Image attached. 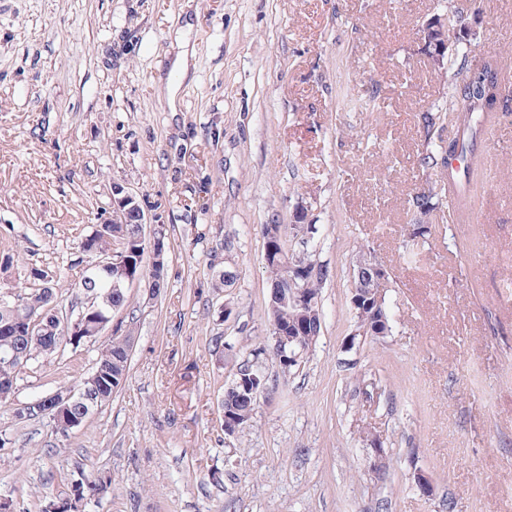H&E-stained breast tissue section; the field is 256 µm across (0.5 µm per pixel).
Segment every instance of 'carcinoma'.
Instances as JSON below:
<instances>
[{"label": "carcinoma", "instance_id": "cac0c4a2", "mask_svg": "<svg viewBox=\"0 0 512 512\" xmlns=\"http://www.w3.org/2000/svg\"><path fill=\"white\" fill-rule=\"evenodd\" d=\"M433 21L441 24L445 35L456 34L464 25L463 13L456 10H448L444 14H437ZM457 67L456 75L462 76V85L448 84L449 111L458 113L459 126L456 135L452 138L454 147L458 149L456 157L463 163L460 168H452L448 162L449 156L442 145L435 140L433 129L443 125L445 115L441 112H423L418 118V125L425 135L426 148L417 155L418 165L424 169H439L448 173V181L456 183L463 181L465 186L471 184V173L477 159L470 149V142L477 135V122L473 121V115L481 113L488 115L494 111L502 94L499 60L490 57L475 68L468 65V50L457 45H452L442 57L441 65L436 68L440 73L446 65ZM409 203L418 214H430L436 208L435 196H418L411 194ZM141 225L135 220L126 224H111L108 229L96 231L97 246L100 250L111 249L112 244L122 242L126 247L137 250L140 246ZM274 252L265 259L267 272L269 273L270 294L268 301V317L285 327L295 330V336L300 339V344L310 348L320 335L322 328L321 288L329 276L328 267L311 259L307 253L302 255L305 262L318 270L308 271L306 276L298 280L300 287L309 296L310 305L303 309H296L283 302L281 293L285 288L288 277V268L284 259H294L297 254L286 247L285 242L272 243ZM132 274L140 277V281L149 288L151 293H157L156 286L165 277V263H160L159 268L152 270L144 265L133 267ZM112 272H101L96 278L82 281L79 290L94 297V304L106 315L112 314L113 309H122L127 301V289H112ZM63 286L50 281H33V286L19 294L21 305L18 311L13 312L0 307V326L15 322L18 318H31L36 320L42 313L50 312L59 306L62 297ZM84 321L72 316L64 325H58L59 334L44 336L39 325L24 326L17 331L15 336L0 335V354L12 348L20 353L16 361H8L0 357V403L10 401L18 380L19 374L28 367L29 363L39 357L50 358L58 354L69 345H79L81 342L93 339L84 329ZM134 343V336L111 337L102 345L98 353L94 370L99 372L97 379L90 382H81L79 388L93 386L105 394L101 404H106L112 399L114 392L122 386L129 369V358ZM255 382L249 374L234 375V378L224 388L221 407L224 412L237 418L242 425L251 422L256 409L253 398ZM94 408L86 411L77 406L72 411V417L67 419H50L49 425L58 433H67L74 429L72 418L80 417L87 421Z\"/></svg>", "mask_w": 512, "mask_h": 512}]
</instances>
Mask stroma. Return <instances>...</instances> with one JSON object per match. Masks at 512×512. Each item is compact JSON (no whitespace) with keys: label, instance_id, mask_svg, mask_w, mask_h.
<instances>
[{"label":"stroma","instance_id":"35a3bbf8","mask_svg":"<svg viewBox=\"0 0 512 512\" xmlns=\"http://www.w3.org/2000/svg\"><path fill=\"white\" fill-rule=\"evenodd\" d=\"M449 10L479 17L472 63L512 68V0H0V292L36 267L81 307V242L116 186L166 246L164 288L130 286L118 314L134 344L109 403L65 435L14 418L87 377L94 343L20 373L0 500L38 512L100 480L82 512H512V111L476 140L479 223H453L447 178L415 165L419 113L448 106L417 30ZM187 22L195 68L173 113L157 82ZM425 183L439 208L414 240ZM301 209L317 233L290 247L330 271L321 333L289 373L260 359L255 414L229 437L224 386L270 332L262 229ZM361 251L390 273L391 331L348 350Z\"/></svg>","mask_w":512,"mask_h":512}]
</instances>
